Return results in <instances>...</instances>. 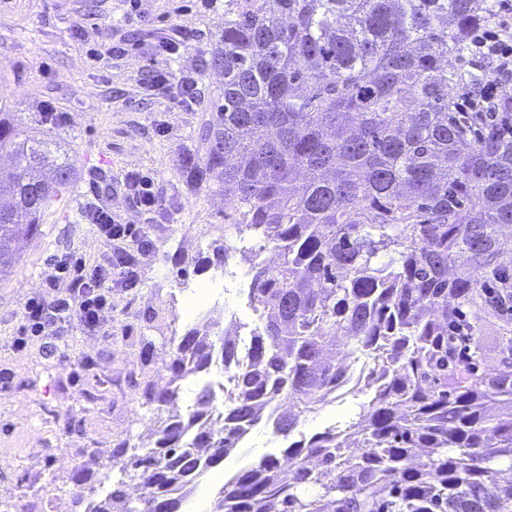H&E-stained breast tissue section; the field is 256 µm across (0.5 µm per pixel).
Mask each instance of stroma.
Masks as SVG:
<instances>
[{"label": "stroma", "instance_id": "stroma-1", "mask_svg": "<svg viewBox=\"0 0 512 512\" xmlns=\"http://www.w3.org/2000/svg\"><path fill=\"white\" fill-rule=\"evenodd\" d=\"M0 0V113L23 131L53 140L73 161V187L43 213L34 236L0 274V512H71L76 495H88L121 439L148 443L142 421L159 424L156 411L139 407L138 383L164 389L174 341L208 317L252 321L246 293L249 265L217 283L207 307L189 312L184 284L211 279L224 245V198L194 185L191 167L203 151L199 130L224 91L220 71L204 65L203 51L224 32L228 0ZM173 25L195 40L165 57L158 40ZM120 53L91 58L105 45ZM171 81L198 82L190 107H171L150 88L155 71ZM48 112L61 122H45ZM168 135H158L157 125ZM151 178L163 201L147 213L127 197L126 172ZM108 204L122 224L146 227L155 250L139 267V284L112 294L106 320L111 335L68 327L58 352L42 341L12 347L23 324L22 307L43 292L51 257L65 251L105 259L111 249L86 224V210ZM91 368L82 369L78 359ZM364 397L337 394L298 430L305 435L354 418ZM287 442L265 424L255 426L221 464L233 475L261 456L281 454Z\"/></svg>", "mask_w": 512, "mask_h": 512}]
</instances>
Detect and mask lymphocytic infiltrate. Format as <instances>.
Listing matches in <instances>:
<instances>
[{"instance_id": "lymphocytic-infiltrate-1", "label": "lymphocytic infiltrate", "mask_w": 512, "mask_h": 512, "mask_svg": "<svg viewBox=\"0 0 512 512\" xmlns=\"http://www.w3.org/2000/svg\"><path fill=\"white\" fill-rule=\"evenodd\" d=\"M494 2L492 21L473 32L469 53L474 60L495 62L496 71L479 87L463 86L458 108L471 111L483 124L506 131L512 129V117L507 116L501 98L505 84L512 82V0ZM87 220L111 246L108 261L94 264L71 251L54 255L53 273L46 281L53 295H35L25 301L23 334L14 339V349H24L32 335L59 339L62 330L73 324L88 332L102 331L113 289L137 287L140 262L154 249L145 228L117 223L111 208L102 205L91 209Z\"/></svg>"}]
</instances>
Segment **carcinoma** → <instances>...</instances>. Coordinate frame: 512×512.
I'll return each mask as SVG.
<instances>
[{
  "instance_id": "carcinoma-1",
  "label": "carcinoma",
  "mask_w": 512,
  "mask_h": 512,
  "mask_svg": "<svg viewBox=\"0 0 512 512\" xmlns=\"http://www.w3.org/2000/svg\"><path fill=\"white\" fill-rule=\"evenodd\" d=\"M492 0H238L208 65L224 94L200 131L197 184L224 191V257L250 262L253 324L221 345L192 331L173 345L171 387L139 405L165 412L150 443L112 450L85 512H180L261 421L284 439L341 384L371 394L347 429L294 441L224 481L214 512H512V336L486 351L469 314L512 323V136L448 114ZM47 140L0 119V273L74 184ZM249 331L242 349L235 330ZM350 358L362 361L352 378ZM224 366V427L194 414L176 383ZM147 488L136 501L127 482Z\"/></svg>"
}]
</instances>
